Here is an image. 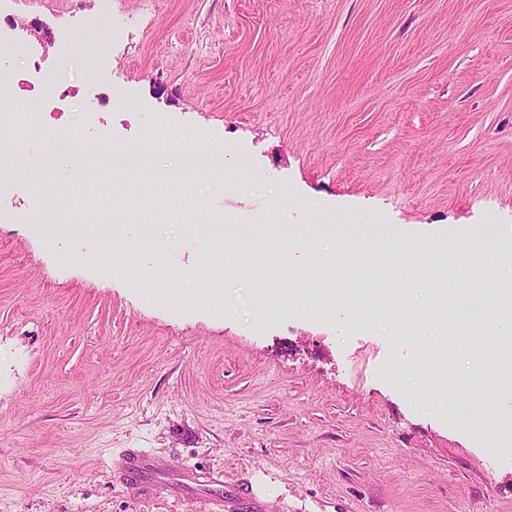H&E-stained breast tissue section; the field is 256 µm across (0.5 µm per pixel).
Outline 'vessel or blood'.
Here are the masks:
<instances>
[{
    "mask_svg": "<svg viewBox=\"0 0 512 512\" xmlns=\"http://www.w3.org/2000/svg\"><path fill=\"white\" fill-rule=\"evenodd\" d=\"M119 468L132 485L148 480L170 496L200 497L202 512H236L243 500L248 502L251 512H265L263 500L246 490L227 487L220 471L181 465L143 448L124 449Z\"/></svg>",
    "mask_w": 512,
    "mask_h": 512,
    "instance_id": "vessel-or-blood-1",
    "label": "vessel or blood"
}]
</instances>
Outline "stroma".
<instances>
[{"instance_id": "obj_1", "label": "stroma", "mask_w": 512, "mask_h": 512, "mask_svg": "<svg viewBox=\"0 0 512 512\" xmlns=\"http://www.w3.org/2000/svg\"><path fill=\"white\" fill-rule=\"evenodd\" d=\"M112 12L127 21L116 37L96 23ZM17 15L50 32L48 69L64 29L113 43L111 75L88 54L72 84L98 99L115 159L92 156L78 117L44 139L93 161L119 233L151 226L172 263L215 271L182 234L199 207L220 224L382 223L377 253L440 245L454 262L408 291L411 315L444 288L457 324L478 323L492 301L478 282L512 277L496 255L512 232V0H28ZM149 112L167 149L151 173L117 168ZM217 151L246 159L233 188L206 178ZM81 228L62 243L0 222V512H198L125 485L127 448L223 471L269 512H512V440L486 424L512 422V386L479 366L481 341L443 345L449 328L431 323L422 347L383 322L340 329L323 308L270 318L247 284L229 288L234 309L188 304L187 282L100 274ZM464 229L483 249L460 260ZM405 361L416 372L394 383ZM437 382L463 403L480 392L482 422L442 411Z\"/></svg>"}]
</instances>
